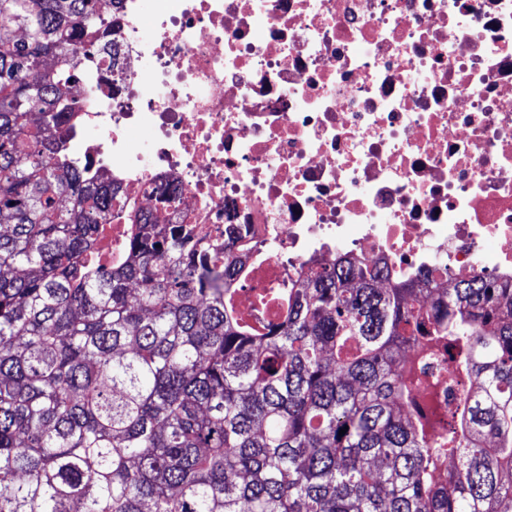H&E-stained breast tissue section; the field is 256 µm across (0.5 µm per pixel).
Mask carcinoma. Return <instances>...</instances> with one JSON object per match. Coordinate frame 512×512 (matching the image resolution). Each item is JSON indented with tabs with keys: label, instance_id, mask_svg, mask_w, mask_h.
Returning <instances> with one entry per match:
<instances>
[{
	"label": "carcinoma",
	"instance_id": "obj_1",
	"mask_svg": "<svg viewBox=\"0 0 512 512\" xmlns=\"http://www.w3.org/2000/svg\"><path fill=\"white\" fill-rule=\"evenodd\" d=\"M108 29L0 0V512H512V280L338 250L243 311L261 246L141 215L84 263L123 206L56 159L59 98ZM414 348L479 390L430 407ZM130 229L131 225L125 224L124 219L103 225V232L97 245V259L101 264L109 266L121 256Z\"/></svg>",
	"mask_w": 512,
	"mask_h": 512
}]
</instances>
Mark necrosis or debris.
I'll return each instance as SVG.
<instances>
[{"label": "necrosis or debris", "instance_id": "1", "mask_svg": "<svg viewBox=\"0 0 512 512\" xmlns=\"http://www.w3.org/2000/svg\"><path fill=\"white\" fill-rule=\"evenodd\" d=\"M61 159L158 224L261 242L238 295L344 247L512 278V0H121Z\"/></svg>", "mask_w": 512, "mask_h": 512}]
</instances>
